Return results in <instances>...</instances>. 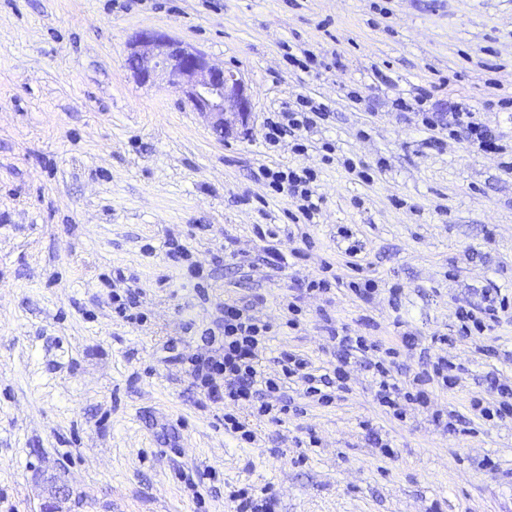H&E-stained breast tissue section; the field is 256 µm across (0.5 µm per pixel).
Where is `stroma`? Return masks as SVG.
<instances>
[{
    "label": "stroma",
    "mask_w": 512,
    "mask_h": 512,
    "mask_svg": "<svg viewBox=\"0 0 512 512\" xmlns=\"http://www.w3.org/2000/svg\"><path fill=\"white\" fill-rule=\"evenodd\" d=\"M144 29L238 72L247 125L221 135L165 81L139 83L126 58ZM302 96L324 120L270 148L264 119ZM461 98L498 152L424 125ZM304 167L309 224L261 177ZM271 232L280 267L262 260ZM321 278L330 291L305 294ZM368 279L365 301L351 285ZM488 288L512 294V0H0V512H39L49 477L68 512H235L238 490L269 491L274 512H512V419L469 406L512 382V316L492 358L456 334L457 306ZM128 291L136 324L112 310ZM228 300L271 323L267 374L283 351L330 366L339 333L394 349L398 383L439 355L462 380L398 419L359 361L329 406L290 382L283 421L233 407L256 433L242 442L189 372ZM461 414L464 435L433 421Z\"/></svg>",
    "instance_id": "stroma-1"
}]
</instances>
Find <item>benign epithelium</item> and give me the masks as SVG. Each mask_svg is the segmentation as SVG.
Wrapping results in <instances>:
<instances>
[{"mask_svg": "<svg viewBox=\"0 0 512 512\" xmlns=\"http://www.w3.org/2000/svg\"><path fill=\"white\" fill-rule=\"evenodd\" d=\"M128 66L142 83L165 78L220 133L227 134L232 131V123L244 125L249 119L251 101L242 78L211 62L202 51L166 34L139 32L129 44ZM67 499L68 491L50 480L40 512H63L62 504Z\"/></svg>", "mask_w": 512, "mask_h": 512, "instance_id": "obj_1", "label": "benign epithelium"}]
</instances>
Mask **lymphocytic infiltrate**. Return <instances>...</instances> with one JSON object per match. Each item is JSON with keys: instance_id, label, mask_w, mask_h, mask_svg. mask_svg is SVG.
Returning <instances> with one entry per match:
<instances>
[{"instance_id": "1", "label": "lymphocytic infiltrate", "mask_w": 512, "mask_h": 512, "mask_svg": "<svg viewBox=\"0 0 512 512\" xmlns=\"http://www.w3.org/2000/svg\"><path fill=\"white\" fill-rule=\"evenodd\" d=\"M299 104V110L266 118L264 128L268 142L278 143L287 133L315 125L322 115L320 107L311 105L305 98L300 99ZM448 125L459 129L469 143L481 150L491 151L498 147L492 130L477 118L469 102L454 103L448 114ZM267 177L272 191L288 192L297 199L302 215L313 219L319 205L313 200L311 184L314 176L310 171H271ZM270 331V324L251 314L248 306L234 301L225 303L224 313L215 329L207 330L203 336L204 343L212 348L211 354L196 358L192 363L193 379L210 400L246 404L256 395L278 393L284 380L297 377L305 383L308 395L325 403L330 399V387L344 386L347 379L345 367L350 360L366 358L370 350L364 337L340 336L336 339L340 355L332 372L316 373L306 360L284 354L280 357L281 376L272 377L258 367L259 352ZM373 368L377 375L376 397L382 406L398 413L406 402L428 404L430 396L425 389L401 390L382 363H374Z\"/></svg>"}]
</instances>
